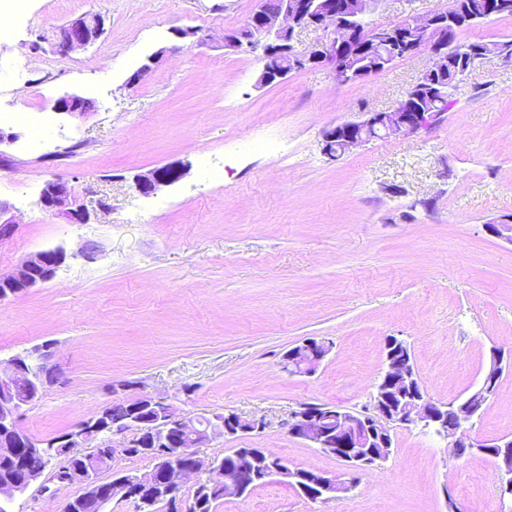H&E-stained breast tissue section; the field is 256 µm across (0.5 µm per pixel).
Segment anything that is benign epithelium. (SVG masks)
<instances>
[{
  "mask_svg": "<svg viewBox=\"0 0 512 512\" xmlns=\"http://www.w3.org/2000/svg\"><path fill=\"white\" fill-rule=\"evenodd\" d=\"M379 0H280L276 11L269 13L258 4L246 23L224 35V48L231 51L246 47L262 51L265 60L288 62L292 69L328 66L340 83H349L353 76L352 63L355 51L351 50L362 32L361 18L377 9ZM443 28V21L435 13L408 16L385 26V43L394 59L414 56L426 50L432 65L425 73L432 75L448 64L445 42H430L423 46L409 41L408 30ZM104 21L98 14L85 15L72 20L61 31L58 48L70 52L94 43L102 35ZM312 30L317 38L307 50L295 49L293 41L297 32ZM165 53L160 49L147 57L131 82L142 80ZM411 94L394 107L368 112L358 121L338 124L323 134L325 148L339 145L346 151L369 142L364 131L380 128L379 136H409L431 124L435 113L427 112L410 102ZM93 108L88 99L66 93L54 102V111L72 117H81ZM184 174L181 167H169L134 177L138 192L149 193L158 187L171 184ZM43 208L64 219L68 224H81L86 220V206L75 195L68 182L55 179L45 184L40 195ZM15 224L12 206L0 200V240L9 236ZM488 231L497 238L512 244V219L504 218L487 224ZM63 260L59 249L37 252L25 260L13 273L0 275V299L16 296L38 284L50 281ZM53 344L45 342L25 355H15L7 360L6 369L0 372V435L9 445L0 449L3 454L12 451L11 445L26 443L40 453L54 448H67L70 457L59 461L53 480L58 483L79 482L84 491L95 494L101 505L113 499L130 502L135 512H144L154 501H163L165 512H193V505L176 497V487L183 480L204 471L208 476L224 480V491L238 498L253 491L259 480L277 476L283 480L288 475L296 479V491L314 502L333 500L353 486L357 475L368 468L379 467L393 453V426L421 424L438 435L450 439L451 447L459 456H482L494 460L499 471L500 498L512 500V437L474 439L467 434V425L480 416L485 405L495 394L496 385L507 363L501 352L491 350L490 366L482 384L466 398L446 406L435 403L425 390L414 366L409 346L394 336L384 341L387 370L379 382L374 396L373 411L355 413L341 407L307 404L292 415L288 423L291 436L309 442L320 452L336 457L343 463L345 472L331 475L327 472L290 468L281 461L273 472L257 469L258 461L267 457L262 448H239L236 463L227 465L219 458L205 460L195 447L217 436L245 435L265 428L261 419H244L236 414H214L209 418V428L197 430V425L179 417L172 406L161 398L149 394L138 397V404L128 418L112 419L107 426L106 410L93 419L84 421L73 430L52 442L36 439L21 430L18 419L21 410L40 400L46 390L41 370L49 365ZM330 351L322 340L307 338L284 354V369L291 374L312 376L320 368ZM126 438L125 447L110 448L103 441V432ZM191 436L192 448L186 452L172 453L143 442L142 436L162 437L171 431ZM141 448L145 458L153 464L150 472L127 478L117 471L112 479L104 481L102 462L110 457L127 456L126 449ZM44 475L39 471L0 483V512H12L10 504L18 495L27 493Z\"/></svg>",
  "mask_w": 512,
  "mask_h": 512,
  "instance_id": "1",
  "label": "benign epithelium"
}]
</instances>
